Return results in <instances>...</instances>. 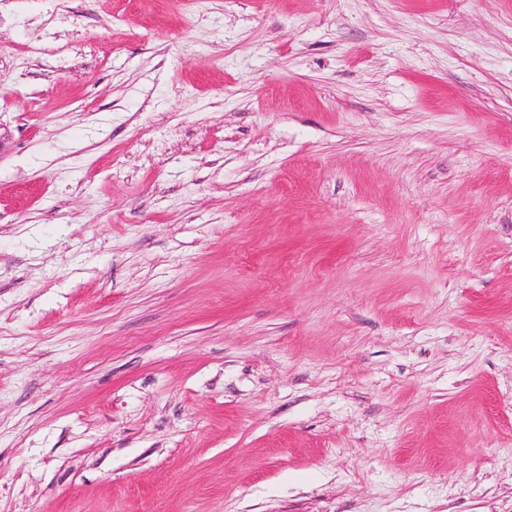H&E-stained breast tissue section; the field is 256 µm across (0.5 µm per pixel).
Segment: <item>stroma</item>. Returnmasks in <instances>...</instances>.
I'll return each instance as SVG.
<instances>
[{
    "label": "stroma",
    "instance_id": "stroma-1",
    "mask_svg": "<svg viewBox=\"0 0 512 512\" xmlns=\"http://www.w3.org/2000/svg\"><path fill=\"white\" fill-rule=\"evenodd\" d=\"M0 512H512V0H0Z\"/></svg>",
    "mask_w": 512,
    "mask_h": 512
}]
</instances>
